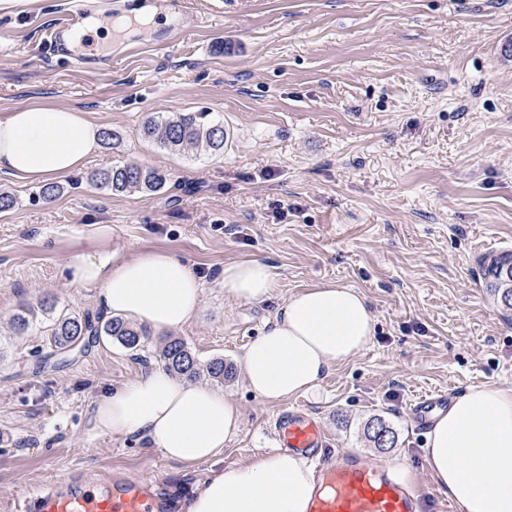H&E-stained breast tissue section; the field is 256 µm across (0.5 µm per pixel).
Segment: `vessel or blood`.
Segmentation results:
<instances>
[{
  "label": "vessel or blood",
  "mask_w": 512,
  "mask_h": 512,
  "mask_svg": "<svg viewBox=\"0 0 512 512\" xmlns=\"http://www.w3.org/2000/svg\"><path fill=\"white\" fill-rule=\"evenodd\" d=\"M448 394L437 391L421 397L408 410L410 419L428 428L436 412L446 409ZM277 447L293 451L317 464L316 489L308 512H426V496L417 487L402 485L377 466L358 456L331 454L323 425L299 406L282 411L273 427ZM97 491L80 485L58 491L50 483L38 493L23 494L19 512H163V502L144 484L130 483L121 476Z\"/></svg>",
  "instance_id": "obj_1"
}]
</instances>
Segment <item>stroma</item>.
I'll use <instances>...</instances> for the list:
<instances>
[{"label": "stroma", "instance_id": "1", "mask_svg": "<svg viewBox=\"0 0 512 512\" xmlns=\"http://www.w3.org/2000/svg\"><path fill=\"white\" fill-rule=\"evenodd\" d=\"M72 0H0V113L52 104L120 131L81 169L37 184L0 177L14 205L0 212V512L17 495L107 472L161 474L169 512L219 469L273 450L285 409L317 417L329 446L400 463L429 499L448 496L408 418L418 396L512 387V321L478 275L479 257L512 251V0H83L121 36L80 57L51 52L50 28ZM206 112L231 129L223 154L174 153L142 135L150 116ZM166 172L156 193L91 185L126 162ZM93 224L112 239L89 237ZM108 246L165 250L204 280L200 309L177 330L200 364L240 365L246 345L287 298L333 281L361 293L375 319L368 349L333 368L317 394L268 402L242 373L223 385L239 404V434L218 463L167 460L137 436L100 434L93 401L157 366L165 332L129 350L100 336L53 354L40 329L19 334L21 304L100 316L95 289L73 288L67 266ZM260 258L278 286L236 301L225 263ZM397 433L374 448L365 422Z\"/></svg>", "mask_w": 512, "mask_h": 512}]
</instances>
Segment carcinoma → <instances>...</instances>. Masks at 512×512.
I'll list each match as a JSON object with an SVG mask.
<instances>
[{
  "mask_svg": "<svg viewBox=\"0 0 512 512\" xmlns=\"http://www.w3.org/2000/svg\"><path fill=\"white\" fill-rule=\"evenodd\" d=\"M145 138L171 152H184L202 147L214 153L224 151L227 133L224 123L209 118L207 112L179 113L168 117H148L142 125ZM91 182L113 192L155 193L168 183V175L154 168L136 163L114 165L91 175ZM479 276L486 292L512 311V252L488 255L478 261ZM35 309L25 304L13 316L12 326L19 333L31 325ZM109 336L128 349L143 346L147 333L122 318H110L99 327L89 316L62 314L54 318L50 328V345L62 354L77 346L86 336ZM159 361L170 374L189 380L200 376L199 363L184 340L168 339L159 352ZM207 375L222 383L232 377V366L222 358H214L206 365ZM387 432L388 444L396 443V433L383 418H372L365 427V436L380 448L377 431Z\"/></svg>",
  "mask_w": 512,
  "mask_h": 512,
  "instance_id": "cac0c4a2",
  "label": "carcinoma"
}]
</instances>
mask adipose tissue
<instances>
[{
  "label": "adipose tissue",
  "instance_id": "ef3b65f1",
  "mask_svg": "<svg viewBox=\"0 0 512 512\" xmlns=\"http://www.w3.org/2000/svg\"><path fill=\"white\" fill-rule=\"evenodd\" d=\"M101 129L88 113L35 105L0 114V175L47 182L85 165ZM224 287L238 301L260 303L277 286L271 265L226 263ZM69 284L96 291L98 307L158 331L183 328L197 314L203 283L178 254L145 250L79 254ZM374 318L364 297L337 283L290 296L242 356L244 380L259 398L278 402L315 394L329 371L368 348ZM242 413L223 391L155 367L98 395V432L138 435L167 459L216 461L239 432ZM423 455L437 485L461 512H512V388L484 384L454 398L428 431ZM316 472L301 456L275 449L219 471L198 485L186 512H307Z\"/></svg>",
  "mask_w": 512,
  "mask_h": 512
}]
</instances>
